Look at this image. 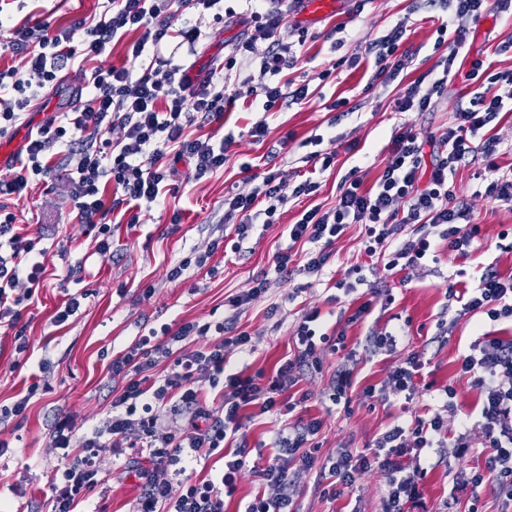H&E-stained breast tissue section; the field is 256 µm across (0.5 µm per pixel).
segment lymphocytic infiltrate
I'll list each match as a JSON object with an SVG mask.
<instances>
[{
    "instance_id": "1",
    "label": "lymphocytic infiltrate",
    "mask_w": 512,
    "mask_h": 512,
    "mask_svg": "<svg viewBox=\"0 0 512 512\" xmlns=\"http://www.w3.org/2000/svg\"><path fill=\"white\" fill-rule=\"evenodd\" d=\"M220 2L108 0L99 21L85 27L79 41L71 28L54 31L45 24L13 25L6 48L23 54L26 67L0 69V135L20 120L45 88L60 82L65 67H75L88 98L80 110L51 116L28 137L15 158L19 172L9 180L0 179V196L22 194L30 177L52 175L55 151L64 152L77 216L81 223L97 225V246L106 252L111 248L112 229L96 224V217L131 203H159L169 173L168 156L192 161L199 178L223 167L232 137L216 141L203 128L223 122L230 108L224 98L227 82H238L246 97L262 99L267 110L304 100L306 86L295 87L282 79L299 61L293 42L284 34L297 0H247L249 27L219 70L198 78L186 69L168 66L162 55L164 45L177 39L191 45L208 39V32L201 28L204 16L217 23L236 17L234 8H221ZM445 7L448 15L439 32L450 40L440 56L441 70L428 84L415 82L401 88L394 111H433L466 46L470 24L489 8L512 16V0H446ZM406 31V20H399L366 47L365 55L373 59L371 84L389 85L404 70L408 56L399 46ZM122 39L128 40L138 70L98 66V57ZM504 112H512V70L488 76L486 85L467 105L459 106L438 138L426 142L412 128L400 127L392 138L390 159L372 186H365L359 168H351L333 207H313L288 225L289 246L274 254L275 273L288 281L298 275L320 278L336 242L353 224L364 230L367 257L396 273L423 265L433 257L439 240L446 242L449 251L469 256L477 226L467 203L450 194L448 177L459 167L483 159L492 174L485 197L512 206V172L500 173L499 140L489 132ZM191 126L200 127V135L188 134ZM109 186L115 194L108 201L104 192ZM317 190L312 178L290 186L279 172L270 170L249 192L225 198L224 221L244 239L257 220L275 223L289 199L308 197ZM14 223L10 213L0 219V326L16 329L20 307L34 296L47 266L45 259L34 257V241L16 233ZM265 291L260 282L232 298L233 315L212 325H161L112 359L111 374L121 378L123 386L112 398L113 415L105 428L77 433L67 415L58 416L54 423L52 448L59 464L51 479V512H77L79 504L101 485L104 475L98 450L106 438L130 441L146 461L137 512H224V500L235 492L249 454L241 430L244 411L252 406L263 414L291 413L295 419L279 429L266 465L257 471L271 494L255 496L245 512H294L288 470L294 464L308 470L315 467L317 437L323 426L321 418L298 414L309 396L295 394V386L306 373L321 370L322 354L331 350L339 362L330 399L340 403L357 387L359 349L392 352L397 337L372 333L364 344L348 343L345 330L319 332L321 312L315 309L293 331L294 355L274 372L226 374L230 352H247L252 342L250 333L238 328L237 314ZM460 303L465 314L481 312L493 321L512 319V276L487 265ZM211 331L217 333V342L190 349L193 337ZM159 339L178 347L171 373L160 380L152 376L153 343ZM460 371L470 376L480 392V425L488 453L485 471L463 472L459 479L474 491L489 487L504 507L512 508V339L475 341L469 354L462 356ZM208 387L221 394L220 405L213 409L202 404ZM172 400L187 418L186 431L172 432L166 423L163 409ZM450 445L459 457L469 448L466 435L449 440L440 414L395 424L372 446L361 451L342 448L327 460L331 494L341 496L361 473L376 469L385 477L383 512H407L418 502L419 482L427 469L419 464L406 469L404 458L425 448L441 455ZM202 451L222 453L224 468L213 478L196 480L187 475L184 463Z\"/></svg>"
}]
</instances>
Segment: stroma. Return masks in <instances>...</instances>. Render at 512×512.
Wrapping results in <instances>:
<instances>
[{
	"label": "stroma",
	"instance_id": "stroma-1",
	"mask_svg": "<svg viewBox=\"0 0 512 512\" xmlns=\"http://www.w3.org/2000/svg\"><path fill=\"white\" fill-rule=\"evenodd\" d=\"M104 6V0H27L20 8L11 0L4 11L34 23L69 27L99 17ZM405 15L410 26L403 46L411 58L401 74L402 82L433 78L439 61L434 43L444 16L440 8L429 6L426 0L417 6L411 0H368L358 12L351 0H340L333 14L300 24L289 34L298 44L301 61L289 70L288 78L308 86L307 101L278 105L262 115L248 98L240 96L237 84H226L224 95L234 99V108L226 123L209 126L217 138L229 135L234 139L223 169L197 180L187 160L171 162L169 192L160 204L142 209L138 223H123L117 212L107 215L112 225L108 252L98 251L94 230L78 223L65 174L31 182L23 197L0 199L23 234L48 251V275L20 320L32 342L28 352L16 354L14 330L0 327V405L25 394L41 360L51 362L49 372L41 377L43 387L31 397L24 417L0 422V441L8 446L0 456V512H49L48 481L58 464L51 446L56 416H73L84 432L103 426L112 414L113 393L122 387L121 380L111 378L108 364L113 354L128 351L150 328L222 320L230 313V298L265 281V294L238 320L239 327L253 335V351L232 354L230 368L248 374L270 373L280 359L294 353L290 336L306 310L320 309L323 330H334L342 310L331 300L334 283L352 266L364 267L363 289L393 284L394 277L383 264L366 266L362 233L356 224L337 242L320 281L312 286H305L300 277L292 283L280 279L271 263L273 254L288 245L287 225L295 223L303 210L332 207L350 168L361 167L366 184L374 183L385 168L391 136L399 127L411 126L423 140L439 136L452 122L460 99L478 85L470 77L474 61H481L486 73L512 69V53L496 52L500 41L512 37V19L486 14L483 24L473 27L468 54L435 111H393L395 89L369 88L364 68L349 67L347 61ZM209 29L210 39L197 44L195 52L180 51L171 58V65L187 68L195 77L205 76L244 36L247 23L240 17L226 24H210ZM80 92L77 84L46 89L38 106L27 109L15 127L0 135V178L13 175V157L25 144L30 128L59 111L65 98ZM339 99L346 101V108L332 109V102ZM260 119L266 120L269 134L258 142L249 130ZM315 134L323 135L325 149L336 154L335 166L315 172L319 191L290 200L276 223L255 226L248 239L238 241L233 227L220 222L225 196L250 191L249 171H263L272 151L285 174L314 172L310 158L314 147L309 138ZM476 171L473 165L461 167L448 179L450 193L468 204L478 226L469 257L460 258L438 245L436 261L406 271V283L396 287L395 302L388 310H374L347 328L352 342L364 340L373 331L388 329L399 334L398 356L360 352L357 373L361 385H384L398 357L419 354L425 366L409 415L430 409L440 412L449 439L461 433L467 436L468 453L448 462H439L433 449L421 452V464L429 473L420 490L430 512H469L473 507L478 512L501 510L489 490L474 494L455 488L457 474L483 468L486 457L475 409L478 392L468 377L459 375L458 359L478 337H502L512 326L483 314L465 315L454 322L447 311L451 291L476 283L481 266L491 263L500 273L512 274V207L481 197L485 182ZM176 213L181 216L177 224L172 221ZM207 250L212 256L206 266L189 267L176 280L167 278L170 266ZM297 285L302 286V293H294ZM74 293L83 297L79 312L67 326H54L55 312ZM273 303L279 304L280 311L271 318L266 311ZM336 360V354L324 350L321 371L307 374L299 385L310 396L306 415L323 420L318 438L322 459L340 448H366L400 412L396 405L368 406L357 396L347 407L329 404ZM447 385L454 388L453 397L444 394ZM101 457L109 480L104 491L91 493L87 512H134L140 480L130 449L122 445L105 448ZM290 478L297 491L296 512H380L385 481L380 471L359 475L353 489L337 499L320 494L315 472L295 467Z\"/></svg>",
	"mask_w": 512,
	"mask_h": 512
}]
</instances>
